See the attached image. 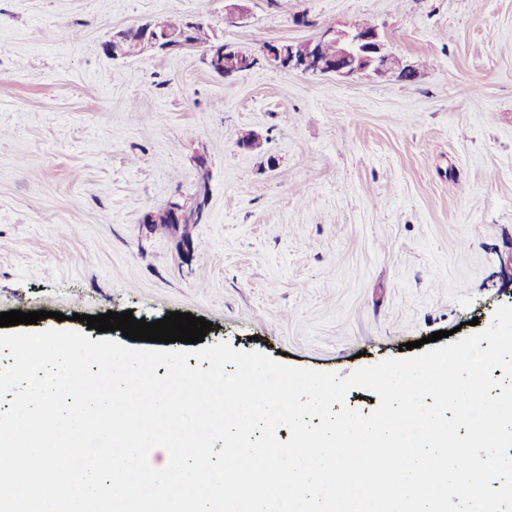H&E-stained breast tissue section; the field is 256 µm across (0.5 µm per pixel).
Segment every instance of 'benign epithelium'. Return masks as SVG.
Returning a JSON list of instances; mask_svg holds the SVG:
<instances>
[{
	"instance_id": "1",
	"label": "benign epithelium",
	"mask_w": 512,
	"mask_h": 512,
	"mask_svg": "<svg viewBox=\"0 0 512 512\" xmlns=\"http://www.w3.org/2000/svg\"><path fill=\"white\" fill-rule=\"evenodd\" d=\"M246 0H225L224 24L235 26L247 18ZM199 23L196 16H187L185 26L179 32H172L160 21L140 28L139 54L180 55L191 52L195 44L190 32ZM128 38L123 33L113 35L106 49L114 59L131 56L125 49ZM212 72L224 79H231L253 68L263 60L276 58L286 63V69L304 75H332L340 80L359 76H395L404 81L414 80L420 73L413 61L395 55L387 46L379 28L371 30L354 21L322 30L319 37L308 42H290L270 48L261 45L251 50L224 49V35L216 34L215 42L208 50ZM208 185L202 183L192 203L174 201L158 214L148 213L143 227L154 231L155 224L177 229L180 226L200 224L206 219Z\"/></svg>"
}]
</instances>
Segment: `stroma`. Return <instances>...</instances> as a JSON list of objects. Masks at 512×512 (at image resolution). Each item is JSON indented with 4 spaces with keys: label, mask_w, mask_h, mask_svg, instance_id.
<instances>
[{
    "label": "stroma",
    "mask_w": 512,
    "mask_h": 512,
    "mask_svg": "<svg viewBox=\"0 0 512 512\" xmlns=\"http://www.w3.org/2000/svg\"><path fill=\"white\" fill-rule=\"evenodd\" d=\"M247 7L232 27L224 0H0V313L23 298L38 329L97 341L74 314L179 311L211 322L205 345L343 377L490 326L512 306V0ZM177 15L250 49L365 18L422 68L227 80L197 51L104 50ZM203 183V223L143 229Z\"/></svg>",
    "instance_id": "1"
}]
</instances>
